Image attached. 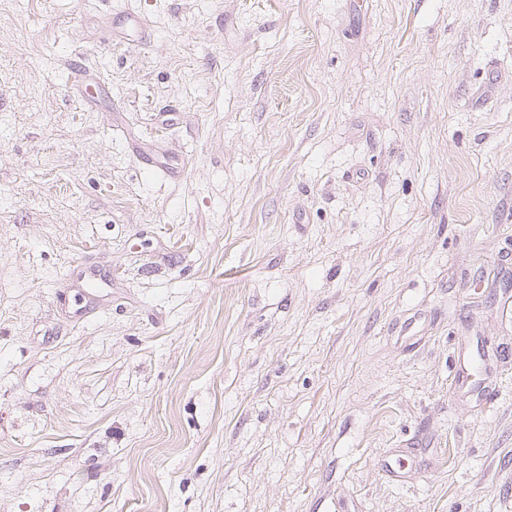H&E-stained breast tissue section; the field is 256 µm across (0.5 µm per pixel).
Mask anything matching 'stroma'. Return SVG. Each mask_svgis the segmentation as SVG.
<instances>
[{"mask_svg":"<svg viewBox=\"0 0 512 512\" xmlns=\"http://www.w3.org/2000/svg\"><path fill=\"white\" fill-rule=\"evenodd\" d=\"M0 512H512V0H0Z\"/></svg>","mask_w":512,"mask_h":512,"instance_id":"35a3bbf8","label":"stroma"}]
</instances>
